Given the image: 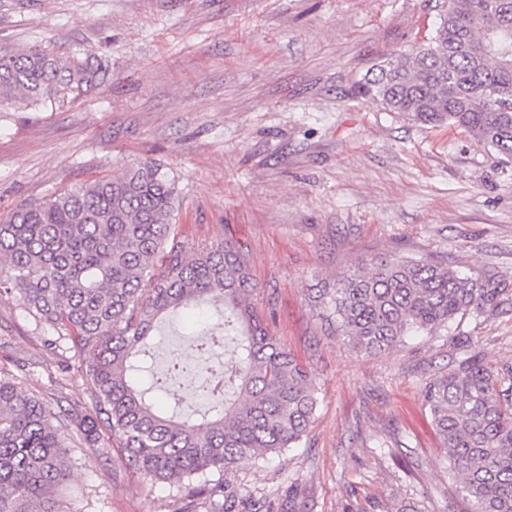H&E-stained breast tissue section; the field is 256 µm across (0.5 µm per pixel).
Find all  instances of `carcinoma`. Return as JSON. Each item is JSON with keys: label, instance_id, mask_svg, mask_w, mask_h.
Here are the masks:
<instances>
[{"label": "carcinoma", "instance_id": "carcinoma-1", "mask_svg": "<svg viewBox=\"0 0 512 512\" xmlns=\"http://www.w3.org/2000/svg\"><path fill=\"white\" fill-rule=\"evenodd\" d=\"M439 9L430 36L376 65L353 95L423 126L461 130L511 163L512 0H440ZM106 73L105 60L81 50H0V101L28 107L52 92L84 94ZM179 206L176 180L144 160L0 222V291L17 292L49 327L47 345L77 351L89 396L59 415L0 374V512H68L62 449L73 435L98 452L117 440L128 467L152 483L202 478L211 498L238 464L307 434L318 390L258 313L247 254L229 240L179 237ZM493 284L438 260L393 255L359 260L315 302L354 351L378 354L496 307ZM203 305L217 322L194 345L197 365L216 347L232 354L206 367L200 391L210 413L192 420L157 407L160 392L181 400L169 385L185 373L182 362L148 381L140 373L147 339L166 317ZM422 395L469 512H512V373L499 376L474 354Z\"/></svg>", "mask_w": 512, "mask_h": 512}]
</instances>
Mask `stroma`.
Wrapping results in <instances>:
<instances>
[{
  "instance_id": "obj_1",
  "label": "stroma",
  "mask_w": 512,
  "mask_h": 512,
  "mask_svg": "<svg viewBox=\"0 0 512 512\" xmlns=\"http://www.w3.org/2000/svg\"><path fill=\"white\" fill-rule=\"evenodd\" d=\"M436 0H0V45L105 51L104 86L0 105V220L129 165L160 161L180 233L247 253L254 302L318 387L299 447L224 477L231 512H466L422 390L478 353L512 364V164L467 133L353 97L428 37ZM431 257L492 271L495 311L392 351L355 353L313 298L358 259ZM0 294V371L52 406L87 402L75 352ZM73 512H215L197 482L151 483L119 447L67 449Z\"/></svg>"
}]
</instances>
